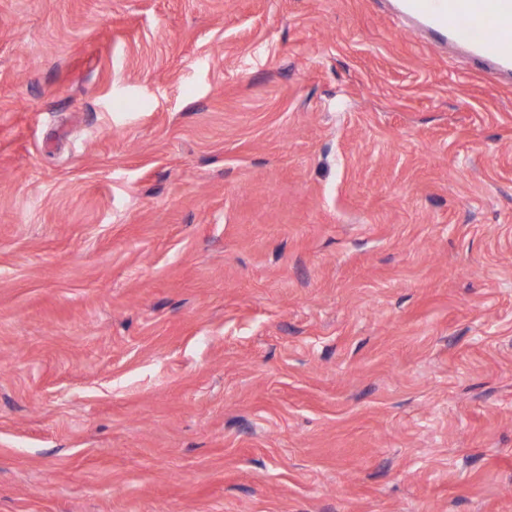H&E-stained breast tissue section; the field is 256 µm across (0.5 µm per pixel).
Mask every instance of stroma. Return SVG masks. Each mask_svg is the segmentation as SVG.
I'll return each instance as SVG.
<instances>
[{
	"mask_svg": "<svg viewBox=\"0 0 512 512\" xmlns=\"http://www.w3.org/2000/svg\"><path fill=\"white\" fill-rule=\"evenodd\" d=\"M0 512H512V79L395 0H0Z\"/></svg>",
	"mask_w": 512,
	"mask_h": 512,
	"instance_id": "stroma-1",
	"label": "stroma"
}]
</instances>
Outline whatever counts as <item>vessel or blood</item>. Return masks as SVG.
Here are the masks:
<instances>
[{
	"label": "vessel or blood",
	"instance_id": "b4317fda",
	"mask_svg": "<svg viewBox=\"0 0 512 512\" xmlns=\"http://www.w3.org/2000/svg\"><path fill=\"white\" fill-rule=\"evenodd\" d=\"M398 12L491 72L512 73V0H399Z\"/></svg>",
	"mask_w": 512,
	"mask_h": 512
}]
</instances>
